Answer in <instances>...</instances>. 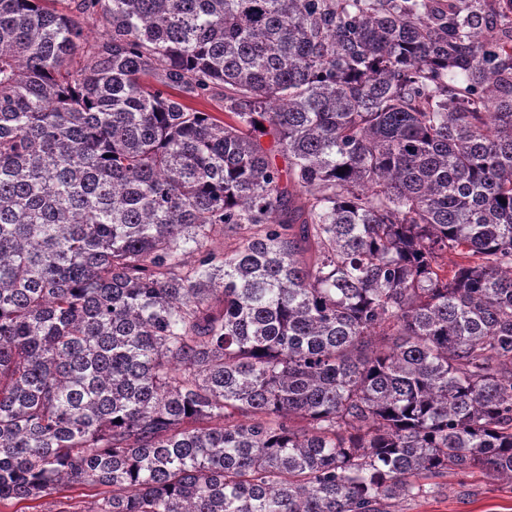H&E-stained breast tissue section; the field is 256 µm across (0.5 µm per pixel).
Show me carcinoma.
Here are the masks:
<instances>
[{
    "label": "carcinoma",
    "mask_w": 512,
    "mask_h": 512,
    "mask_svg": "<svg viewBox=\"0 0 512 512\" xmlns=\"http://www.w3.org/2000/svg\"><path fill=\"white\" fill-rule=\"evenodd\" d=\"M477 471L512 486V0H0V512ZM73 497L69 500H62L63 503L57 502L56 499L47 498L41 502V507L38 510L48 512V510H76V512H92L97 509V498L94 497L92 492L77 488L68 493Z\"/></svg>",
    "instance_id": "1"
}]
</instances>
